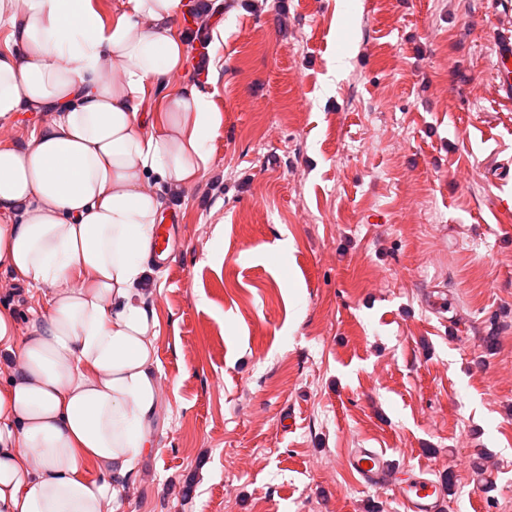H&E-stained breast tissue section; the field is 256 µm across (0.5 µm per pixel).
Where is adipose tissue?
<instances>
[{
  "instance_id": "adipose-tissue-1",
  "label": "adipose tissue",
  "mask_w": 512,
  "mask_h": 512,
  "mask_svg": "<svg viewBox=\"0 0 512 512\" xmlns=\"http://www.w3.org/2000/svg\"><path fill=\"white\" fill-rule=\"evenodd\" d=\"M184 0H0V268L43 294L0 303V512H114L157 430L155 226L207 171L221 118L184 75ZM45 117L44 113H18L11 123L0 127V140L8 139L17 144H23L28 133L41 124ZM0 284L2 288H14L13 292L1 291L0 301L13 303L18 315L19 336L23 337L28 332V324L33 316V311L39 312L44 308V299L39 293H34L31 296L25 292V289L11 287L9 285L10 275L2 270L0 271Z\"/></svg>"
}]
</instances>
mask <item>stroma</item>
Here are the masks:
<instances>
[{
    "instance_id": "1",
    "label": "stroma",
    "mask_w": 512,
    "mask_h": 512,
    "mask_svg": "<svg viewBox=\"0 0 512 512\" xmlns=\"http://www.w3.org/2000/svg\"><path fill=\"white\" fill-rule=\"evenodd\" d=\"M221 2L186 61L218 67L221 125L165 215L159 429L117 512H404L352 448L454 472L446 512H512L505 0ZM496 66L503 97L512 101V28H501L497 38ZM347 469L357 475L360 482L372 487H386L398 481L394 465L383 448L350 449L347 453Z\"/></svg>"
}]
</instances>
